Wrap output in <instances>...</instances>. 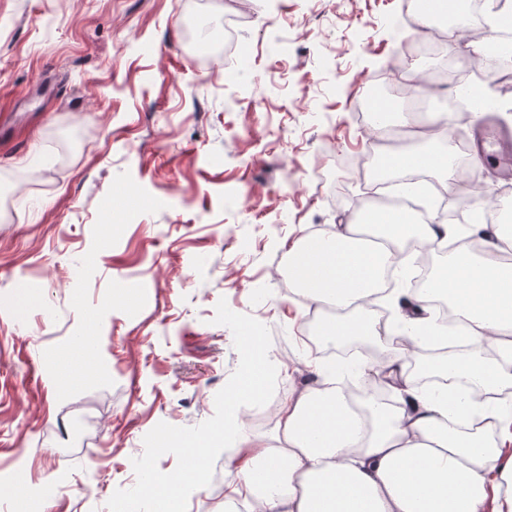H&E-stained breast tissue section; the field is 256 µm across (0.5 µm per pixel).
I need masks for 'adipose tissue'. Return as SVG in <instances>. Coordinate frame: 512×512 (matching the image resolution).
Returning a JSON list of instances; mask_svg holds the SVG:
<instances>
[{
  "label": "adipose tissue",
  "mask_w": 512,
  "mask_h": 512,
  "mask_svg": "<svg viewBox=\"0 0 512 512\" xmlns=\"http://www.w3.org/2000/svg\"><path fill=\"white\" fill-rule=\"evenodd\" d=\"M396 173L423 171L454 179L453 147H412L384 160ZM458 224H426L407 210L375 212L354 223L311 235L288 250V276L304 301L332 310L319 324L317 339L338 342L368 336L387 344L394 357L382 368L367 361L358 367L380 372L395 392L396 405L367 401L357 417L344 386L324 380L304 387L275 406L277 427L271 440L242 434L234 412L224 432L236 435L227 465L232 475L224 512H512V407L485 396L512 389V372L489 363L486 348L512 353V262L488 264L452 252L414 298L420 315L380 323L374 311L382 298L380 276L397 260L410 238L421 243L459 239ZM442 298L454 309L455 331L428 314ZM251 360L241 384L229 397L258 402L269 356L258 337L245 336ZM465 343L464 351L439 360L434 370L445 385L417 387L400 367L429 344ZM488 421L486 437L474 419Z\"/></svg>",
  "instance_id": "ef3b65f1"
}]
</instances>
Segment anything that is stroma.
I'll list each match as a JSON object with an SVG mask.
<instances>
[{"mask_svg":"<svg viewBox=\"0 0 512 512\" xmlns=\"http://www.w3.org/2000/svg\"><path fill=\"white\" fill-rule=\"evenodd\" d=\"M414 0H0V484L47 512H150L144 465L184 469L162 432L206 438L262 340L279 399L329 369L282 281L289 247L349 224L342 160L374 133L354 105L403 59ZM498 119L512 89L475 68ZM447 207L483 223L493 158ZM168 512H222L224 488Z\"/></svg>","mask_w":512,"mask_h":512,"instance_id":"stroma-1","label":"stroma"}]
</instances>
